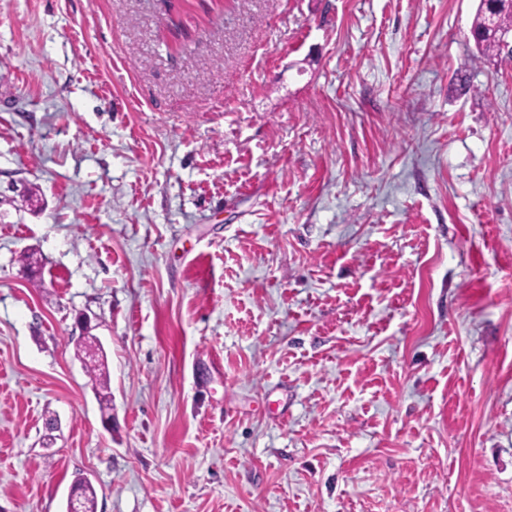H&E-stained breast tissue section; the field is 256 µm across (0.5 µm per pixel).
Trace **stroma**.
<instances>
[{"label": "stroma", "instance_id": "obj_1", "mask_svg": "<svg viewBox=\"0 0 512 512\" xmlns=\"http://www.w3.org/2000/svg\"><path fill=\"white\" fill-rule=\"evenodd\" d=\"M478 5L0 0V512H512ZM86 355L90 358L89 372L94 388L102 394L103 398L108 401L111 398L109 380L107 377L104 355L101 357L90 355L86 350ZM74 490L77 491V500L82 512H94L96 492L94 487L88 482L78 479L74 482ZM77 500L74 496L68 497L69 508L71 512H77Z\"/></svg>", "mask_w": 512, "mask_h": 512}]
</instances>
